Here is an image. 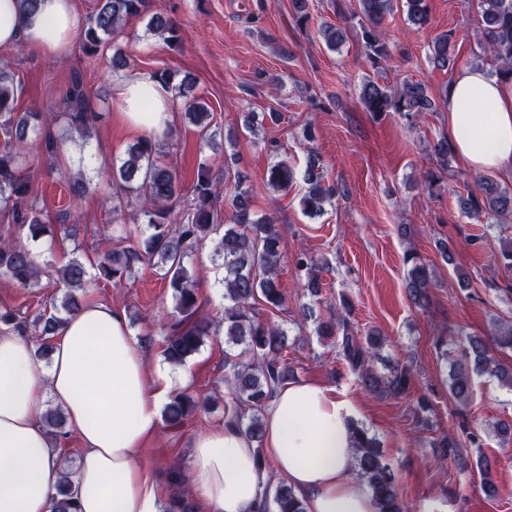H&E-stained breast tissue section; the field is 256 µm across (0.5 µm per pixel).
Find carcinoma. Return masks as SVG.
<instances>
[{
  "label": "carcinoma",
  "instance_id": "cac0c4a2",
  "mask_svg": "<svg viewBox=\"0 0 512 512\" xmlns=\"http://www.w3.org/2000/svg\"><path fill=\"white\" fill-rule=\"evenodd\" d=\"M392 0H356L353 16L358 20V33L371 66L378 69L388 61L389 49L381 33L385 15L391 10ZM152 0H97L92 13L79 29L77 39L84 55L97 57L111 47L121 24L131 18L149 17V30L163 37L169 47L181 44L180 28L171 16L154 12ZM409 23L424 26L429 21L428 0H404ZM480 31L482 51L499 66V73L512 76V0H480ZM321 36L330 49L340 46L346 36L342 28L326 24ZM454 37L448 33L438 35L430 47V60L442 69L454 66L452 47ZM174 73L164 69L153 72L150 79L179 91L186 101V118L202 135H208L213 113L208 105L193 95L194 82L185 76L179 85L172 84ZM22 86L10 71H0V213L11 218L12 224L32 240L53 235L50 225L42 220L38 203L31 199L30 175L23 171L19 159L31 152H40L53 161L63 152L67 138L41 134L43 113L20 112L17 108ZM361 102L366 111L375 115L397 112L412 118L423 112H432L435 102L426 87L417 81L404 80L389 89L368 80L362 85ZM59 109L68 119L69 130L84 135L99 118V113L88 105V94L82 78L72 77L59 101ZM437 165L446 170L454 155L448 138L442 137L433 146ZM157 142L141 139L128 147L120 164L112 165L108 179L120 189L125 198H144L150 207L140 210L139 223L150 233L135 245L115 250L95 259L97 280L119 283L132 275L136 265L148 263L156 267L161 279L168 281L173 291L175 309L180 319L170 325L163 354L167 362L182 365L204 344L205 338L217 335L211 321L196 316L198 299L193 288L192 275L185 259L193 247L208 239L219 229L217 193L212 170L199 165L190 190V199L183 221L169 220L172 204L182 199L183 188L175 170L158 161ZM295 168L284 161L272 165L267 171V183L274 188H286L294 183ZM308 191L303 197L304 209L310 215L322 212L324 203L336 195L335 185L324 180L317 156H308L303 173ZM245 177L237 176L236 191L232 198V223L224 227V234L214 242V255L224 265V341L241 347L235 358L224 360L230 368L229 382L237 402L234 421L251 439L261 441L264 424L262 411L276 389L287 383L291 376L288 366V332L280 325L264 322L256 317L255 305L263 303L269 309L283 304V293L277 277L280 237L275 225L254 219L250 192L243 187ZM477 191L458 198L462 213L503 220L512 217V190L499 187L485 177L476 179ZM404 262L410 265L404 279V288L410 300L423 305L428 299L431 276L428 268L410 253ZM322 262L306 252L296 258V269L304 276L306 288L316 294L321 288L317 268ZM59 280L66 288H83L89 283L84 262L74 258L61 270ZM40 267L36 256L13 239V234L0 233V276L26 288L39 278ZM64 318L58 312H43L28 321L10 311H0V323L23 337L36 339L35 354L47 357L48 339L55 335ZM341 331L336 345L338 353L358 385L373 393L399 396L407 392L410 371L406 367H393L386 374L373 369L382 348V338L376 329L361 338L353 334L347 322L337 326L323 323L319 332L334 336ZM490 374L512 389V366L495 360L486 341L472 336L449 372L448 390L459 404H467L472 395V378ZM206 406L185 393L174 394L164 410L166 425L180 428L199 409ZM43 421L53 437L61 443L68 440L64 414L48 409ZM354 470L369 488L378 506V512H405L399 496L397 476L384 461L376 438L363 426H355ZM436 447L442 449V458L458 457L462 444L451 434L443 435ZM476 469L481 478V489L488 497L498 493L491 476V462L480 455ZM72 473H63L61 498L55 512H76L69 488ZM263 512H305L302 499L285 484L265 491Z\"/></svg>",
  "mask_w": 512,
  "mask_h": 512
}]
</instances>
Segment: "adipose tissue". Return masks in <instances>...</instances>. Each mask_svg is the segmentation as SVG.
I'll return each instance as SVG.
<instances>
[{
    "label": "adipose tissue",
    "mask_w": 512,
    "mask_h": 512,
    "mask_svg": "<svg viewBox=\"0 0 512 512\" xmlns=\"http://www.w3.org/2000/svg\"><path fill=\"white\" fill-rule=\"evenodd\" d=\"M82 23L72 0H0V46L24 43L42 55L67 56ZM120 116L136 134L167 131L173 103L160 83L133 78L121 87ZM448 135L475 170L512 173V80L481 68L448 85ZM50 365L40 369L30 344L0 334V512H54L62 480L56 446L42 414L63 409L82 445L71 486L77 512H165L168 489L140 461L157 435L160 412L184 387L187 370L151 365L125 314L89 303L53 338ZM347 401L315 380L281 386L270 402L262 447L233 420L196 437L189 480L203 512H258L267 474L300 495L306 512H377L354 474L353 428Z\"/></svg>",
    "instance_id": "ef3b65f1"
}]
</instances>
